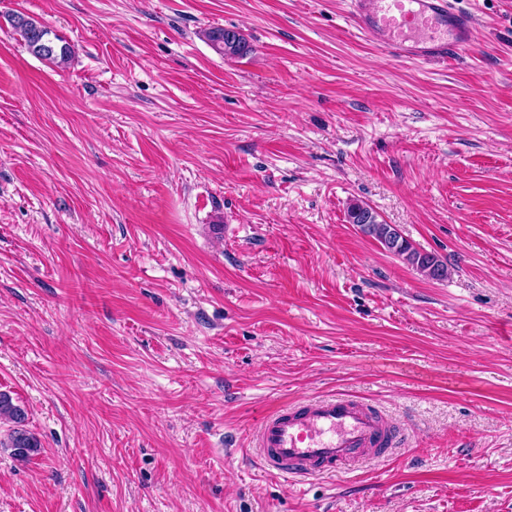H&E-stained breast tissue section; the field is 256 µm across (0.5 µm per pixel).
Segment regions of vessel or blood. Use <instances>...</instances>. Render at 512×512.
<instances>
[{
	"mask_svg": "<svg viewBox=\"0 0 512 512\" xmlns=\"http://www.w3.org/2000/svg\"><path fill=\"white\" fill-rule=\"evenodd\" d=\"M357 31L412 61L468 50L476 23L451 0H350ZM394 431L361 403L344 397L305 400L263 419L256 448L264 468L291 482L382 457Z\"/></svg>",
	"mask_w": 512,
	"mask_h": 512,
	"instance_id": "vessel-or-blood-1",
	"label": "vessel or blood"
}]
</instances>
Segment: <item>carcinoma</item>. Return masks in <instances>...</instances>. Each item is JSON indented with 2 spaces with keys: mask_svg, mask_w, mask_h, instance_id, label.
<instances>
[{
  "mask_svg": "<svg viewBox=\"0 0 512 512\" xmlns=\"http://www.w3.org/2000/svg\"><path fill=\"white\" fill-rule=\"evenodd\" d=\"M8 22L34 56L60 64L68 60L69 47L57 44L51 38L52 31L40 21L17 14L9 16ZM203 37L225 56H242L249 51V46L242 37L235 44L224 45L222 28L207 29L203 31ZM348 221L359 225L362 232L374 237L387 251L403 258L425 276L435 280L446 277L447 267L442 261L434 255L414 249L394 226L378 221L371 208L360 204L351 206L348 210ZM0 420L13 424L8 442H0V448L9 449L14 459L23 462L40 453L42 443L26 427L27 415L24 409L14 404L12 397L4 392H0Z\"/></svg>",
  "mask_w": 512,
  "mask_h": 512,
  "instance_id": "carcinoma-1",
  "label": "carcinoma"
}]
</instances>
